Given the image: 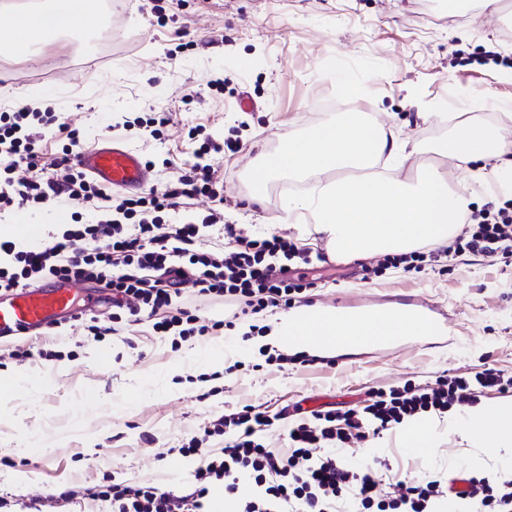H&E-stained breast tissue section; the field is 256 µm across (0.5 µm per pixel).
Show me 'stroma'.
I'll use <instances>...</instances> for the list:
<instances>
[{
  "label": "stroma",
  "instance_id": "obj_1",
  "mask_svg": "<svg viewBox=\"0 0 512 512\" xmlns=\"http://www.w3.org/2000/svg\"><path fill=\"white\" fill-rule=\"evenodd\" d=\"M505 32L489 11L452 12L448 0L428 8L417 0H112L106 43L59 40L34 57L0 54V113L14 108L18 87L50 88L55 112L78 129L85 150L110 138L115 118L167 113L160 140L135 129L119 137L154 158L157 190L195 163L199 144L189 139L190 128L239 140L237 153L207 158L224 176L225 222L295 239V228L276 222L289 199L282 180L270 184L263 205L249 199L248 172L262 151L327 123L332 114L321 101L340 99L405 144L401 176L436 167L461 182L462 172L437 147L452 137L448 115L460 111L463 97L484 91L512 102V39ZM219 76L223 89L208 88ZM345 79L370 93L343 99ZM193 90L205 105L185 103ZM244 96L246 109L239 105ZM302 240L309 261L291 267L310 283L302 304L374 309L407 296L442 322L444 335L428 346L406 340L313 364H269L260 353L242 362L230 330L175 343L156 335L147 314L116 323L111 305L101 303L82 311V324L68 319L48 335L1 340L0 382L13 389L0 397V497L13 512L34 497L46 512H83L60 499L68 487L126 482L179 490L201 464L181 456L179 446L245 404L274 413L313 399L345 411L371 392L408 382L472 379L489 368L512 374V255L465 252L382 269L374 259L328 258L323 241ZM90 320L120 333L95 341L83 328ZM213 345L223 348L219 363L185 361V350ZM368 441L340 449V457L400 479L466 468L474 458L490 474L506 454L443 427L417 456L395 429Z\"/></svg>",
  "mask_w": 512,
  "mask_h": 512
}]
</instances>
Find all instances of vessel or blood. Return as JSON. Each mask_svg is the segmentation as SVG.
Here are the masks:
<instances>
[{
    "label": "vessel or blood",
    "mask_w": 512,
    "mask_h": 512,
    "mask_svg": "<svg viewBox=\"0 0 512 512\" xmlns=\"http://www.w3.org/2000/svg\"><path fill=\"white\" fill-rule=\"evenodd\" d=\"M76 164L94 181L112 189L139 193L150 184V171L140 153L113 140L81 152ZM80 299L89 305L99 302L98 295L77 296L71 283L58 279L7 298L0 296V339L40 332L74 311Z\"/></svg>",
    "instance_id": "b4317fda"
}]
</instances>
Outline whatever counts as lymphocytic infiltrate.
Segmentation results:
<instances>
[{
    "label": "lymphocytic infiltrate",
    "instance_id": "f902f5d3",
    "mask_svg": "<svg viewBox=\"0 0 512 512\" xmlns=\"http://www.w3.org/2000/svg\"><path fill=\"white\" fill-rule=\"evenodd\" d=\"M55 120L54 112L27 105L0 113V213L80 201L94 214L88 220L74 214L73 225L48 233L35 246L0 238V292L32 287L48 276L105 280L113 307L134 317L150 312L156 333L183 340L224 327L223 321L206 325L195 311L173 307V296L187 289L224 301L236 317L270 306L292 307L304 285L271 259L303 260L306 249L285 236L250 235L225 223L224 189L210 166L177 176L164 192L130 196L100 186L77 169L72 151L79 143L77 131L68 132L71 148L63 156L50 159L36 149L39 128ZM200 197L210 201L202 223L222 227L234 248L205 244L199 225L163 223V212ZM462 252L488 258L512 253V211L469 213L444 250L427 244L384 262L410 267ZM478 387L504 392L512 389V376L489 369L472 380L444 377L431 388L408 383L380 390L357 412L310 410L292 422L284 453L258 439L274 425V416L246 404L180 446L181 455L203 458L182 492L120 482L87 490L86 496L110 504L112 512H210V491L220 486L235 512H369L373 507L378 512H440L447 500L457 506L479 502L482 512H512V471L482 475L461 470L408 482L383 478L370 468L351 469L330 453L407 418L473 403ZM215 436L223 437V447L203 453L204 440Z\"/></svg>",
    "mask_w": 512,
    "mask_h": 512
}]
</instances>
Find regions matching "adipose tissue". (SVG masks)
Listing matches in <instances>:
<instances>
[{"instance_id": "obj_1", "label": "adipose tissue", "mask_w": 512, "mask_h": 512, "mask_svg": "<svg viewBox=\"0 0 512 512\" xmlns=\"http://www.w3.org/2000/svg\"><path fill=\"white\" fill-rule=\"evenodd\" d=\"M98 0H48L47 11H9L8 24L0 26V43L36 48L46 35L38 28L45 13L77 37L96 16ZM512 122L511 112L487 123L466 118L457 123L450 143L439 152L457 164H476L482 177L507 180L512 176V141L502 125ZM397 140L382 138L362 113H337L334 120L304 137H291L282 149L263 154L253 173L267 181L278 176L311 180L304 195L289 199L279 221L299 224L301 231L325 240L340 258H365L404 253L425 244H442L455 233L474 201L466 189L450 188L446 173L425 168L416 179L405 180L379 173L381 160L394 158ZM306 315L320 334L319 340L303 338L299 315ZM428 319L416 310L376 308L345 311L315 305L302 312L279 311L267 315V332L250 339L249 349L300 351L326 355L335 352L339 339L356 336L366 342L415 335ZM449 428L466 437L512 447V401L471 409L448 421Z\"/></svg>"}]
</instances>
